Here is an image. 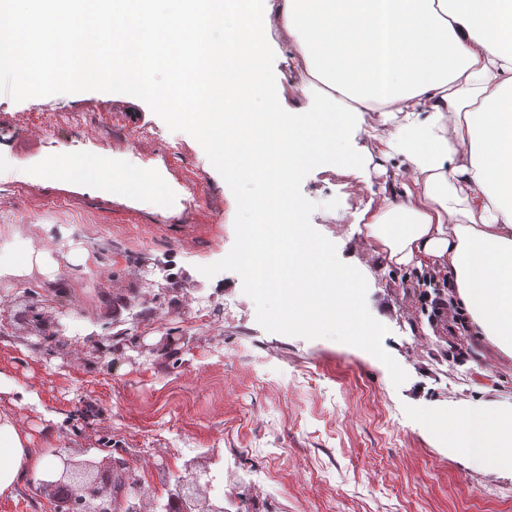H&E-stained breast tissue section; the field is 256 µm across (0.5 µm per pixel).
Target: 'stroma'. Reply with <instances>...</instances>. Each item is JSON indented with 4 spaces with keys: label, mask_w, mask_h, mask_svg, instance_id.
I'll use <instances>...</instances> for the list:
<instances>
[{
    "label": "stroma",
    "mask_w": 512,
    "mask_h": 512,
    "mask_svg": "<svg viewBox=\"0 0 512 512\" xmlns=\"http://www.w3.org/2000/svg\"><path fill=\"white\" fill-rule=\"evenodd\" d=\"M45 112L61 115L54 129ZM88 156L155 188L49 169ZM355 181L316 163L291 192L327 255L357 268L366 342L322 318L291 322L243 271L241 204L255 187L215 162L192 117L123 84L35 97L0 73V259L34 245L55 262L0 287V412L45 452L98 463L111 441L154 499L197 460L227 512H512V473L473 464L426 420L511 406L512 358L460 335L453 309L423 312L416 269L372 256L354 223L372 193ZM58 324L67 340L49 357L40 346ZM121 333L100 358L94 340Z\"/></svg>",
    "instance_id": "obj_1"
}]
</instances>
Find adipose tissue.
<instances>
[{
  "instance_id": "ef3b65f1",
  "label": "adipose tissue",
  "mask_w": 512,
  "mask_h": 512,
  "mask_svg": "<svg viewBox=\"0 0 512 512\" xmlns=\"http://www.w3.org/2000/svg\"><path fill=\"white\" fill-rule=\"evenodd\" d=\"M0 30L11 37L0 55L38 92L61 79L125 83L192 114L217 164L256 184L243 269L360 341L358 272L307 233L290 185L323 160L346 175L390 172L379 205L357 218L372 254L451 282L468 332L512 357V0H0ZM271 46L302 61L312 111L272 91ZM355 120L386 128L357 153L340 145ZM429 420L451 447L512 472V409ZM56 471L0 412V495Z\"/></svg>"
}]
</instances>
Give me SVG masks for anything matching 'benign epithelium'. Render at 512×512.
<instances>
[{
	"label": "benign epithelium",
	"mask_w": 512,
	"mask_h": 512,
	"mask_svg": "<svg viewBox=\"0 0 512 512\" xmlns=\"http://www.w3.org/2000/svg\"><path fill=\"white\" fill-rule=\"evenodd\" d=\"M62 463L56 480L39 479V491L54 501V512H224V499L210 495L207 471L186 466L189 477L177 480L167 501H150L135 486V478L121 448L100 466L55 453Z\"/></svg>",
	"instance_id": "obj_1"
}]
</instances>
